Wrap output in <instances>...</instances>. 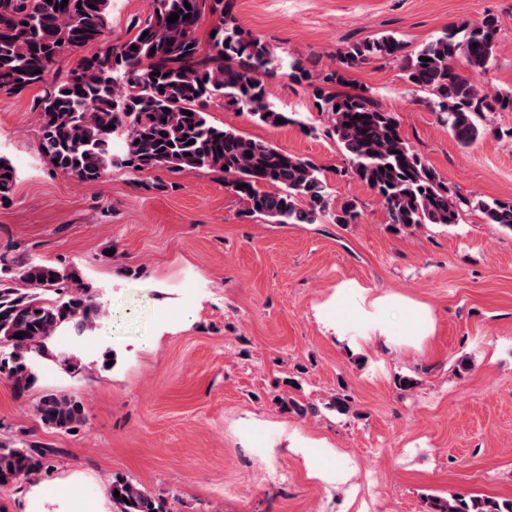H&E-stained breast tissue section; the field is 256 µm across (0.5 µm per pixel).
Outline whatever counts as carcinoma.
I'll use <instances>...</instances> for the list:
<instances>
[{
    "label": "carcinoma",
    "mask_w": 512,
    "mask_h": 512,
    "mask_svg": "<svg viewBox=\"0 0 512 512\" xmlns=\"http://www.w3.org/2000/svg\"><path fill=\"white\" fill-rule=\"evenodd\" d=\"M62 2L0 0V94L44 85L33 111L40 151L56 173L97 182L114 168L134 174L208 170L222 174L247 220H356L358 202L335 201L325 167L208 119L209 105L222 99L256 122L276 127L282 119L308 131L294 114L271 105L268 79L281 68L279 58L265 40L241 29L226 0H147L146 16L133 22L136 33L118 44L109 40L112 0H68L61 8ZM206 8L215 17V35L203 46L197 30ZM173 13L180 20L170 24ZM498 30V17L488 13L473 25L443 30L408 54L407 43L393 34L353 43L337 56L338 68L323 76L301 58L289 63L288 78L311 89L323 133L345 157L341 173L379 198L395 231L458 224L474 212L512 232V199L485 200L448 184L410 146L395 113L363 94H341L328 85L343 82L347 68L400 58L405 80L432 96L438 122L467 148L480 136L484 113L512 111V93L485 92L463 74L488 70ZM88 45L97 51L81 56L63 80L46 82L61 56ZM16 179L10 160L0 156V204L12 199ZM100 308L96 295L66 267L0 253V347L8 349L0 375L22 396L38 381L36 357L80 372V361L53 350L52 341L63 330L81 336L95 329ZM19 332L23 337L17 339ZM35 415L46 429L70 432L84 422L86 407L77 397L45 392ZM51 452L37 441L0 440V486L38 471ZM115 491V512H167L164 501L137 481L116 476L110 484ZM427 504L428 512H512V499L462 494L431 497Z\"/></svg>",
    "instance_id": "carcinoma-1"
}]
</instances>
